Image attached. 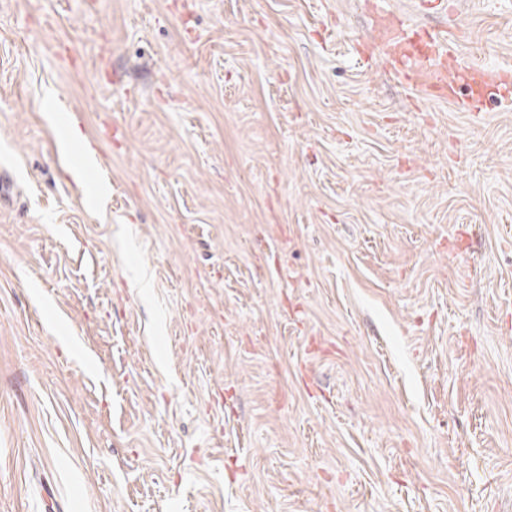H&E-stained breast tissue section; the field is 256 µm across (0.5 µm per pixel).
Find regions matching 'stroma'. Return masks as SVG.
<instances>
[{
  "instance_id": "35a3bbf8",
  "label": "stroma",
  "mask_w": 512,
  "mask_h": 512,
  "mask_svg": "<svg viewBox=\"0 0 512 512\" xmlns=\"http://www.w3.org/2000/svg\"><path fill=\"white\" fill-rule=\"evenodd\" d=\"M0 0V512H512V0ZM425 40L423 44L420 41L417 43L422 48L428 47L429 45L436 46L438 50L432 55L428 56L425 61V65L432 64L431 66H437L431 68L429 71V80L426 86L430 93L435 91L448 90V101L454 102L464 112H479L484 105V94L483 86L478 83L473 77V81L477 86V90L472 92L466 98L460 99L457 95V88L460 82H465L469 78V73L466 72H455L454 75L448 77L447 82V68L445 67L446 58L443 60L442 49L447 46V37L443 30L430 29L423 32ZM439 61V64L437 62ZM477 95V97H475Z\"/></svg>"
}]
</instances>
